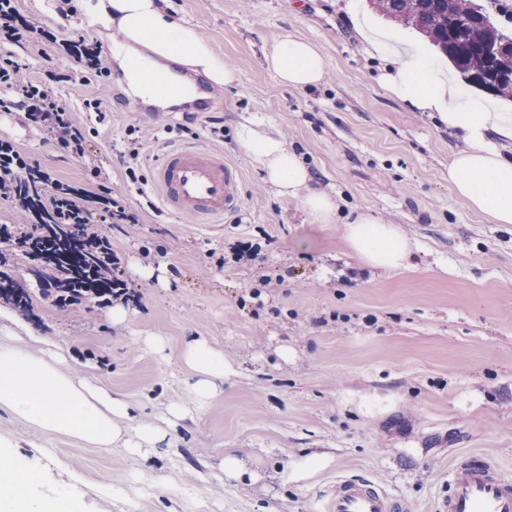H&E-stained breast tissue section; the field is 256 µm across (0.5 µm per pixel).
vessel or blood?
Segmentation results:
<instances>
[{"mask_svg": "<svg viewBox=\"0 0 512 512\" xmlns=\"http://www.w3.org/2000/svg\"><path fill=\"white\" fill-rule=\"evenodd\" d=\"M151 179L172 212L206 223L241 207L240 170L223 154L199 144L167 149L153 167ZM324 512H406V507L378 482L346 477L327 492ZM437 512H512V479L486 457H462Z\"/></svg>", "mask_w": 512, "mask_h": 512, "instance_id": "b4317fda", "label": "vessel or blood"}]
</instances>
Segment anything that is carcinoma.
<instances>
[{
	"mask_svg": "<svg viewBox=\"0 0 512 512\" xmlns=\"http://www.w3.org/2000/svg\"><path fill=\"white\" fill-rule=\"evenodd\" d=\"M384 15L417 31L445 55L463 75L473 76L485 66L484 49L498 44L501 62L512 70V35L498 28L487 8L475 0H376ZM20 247L44 269L62 272L70 292L94 296L100 256L82 241L76 224H39L21 238ZM0 300L22 312L29 310L30 289L0 270Z\"/></svg>",
	"mask_w": 512,
	"mask_h": 512,
	"instance_id": "1",
	"label": "carcinoma"
}]
</instances>
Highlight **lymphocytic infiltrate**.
<instances>
[{
    "mask_svg": "<svg viewBox=\"0 0 512 512\" xmlns=\"http://www.w3.org/2000/svg\"><path fill=\"white\" fill-rule=\"evenodd\" d=\"M45 32L42 26L22 16L18 0H0V40L25 49L42 52ZM61 48L74 58L71 72L45 70L36 76L29 64L5 57L0 59V112L21 111L26 123L47 134L61 150L77 158H87L90 134L112 122V85L103 68L98 42L64 39ZM96 81L97 96L72 105L64 100L59 87L64 83ZM171 115L157 111L151 125L129 130L123 153L126 179L122 186L101 184V170L88 165L84 183L74 184L54 178L49 170L31 160L13 140L0 139V201L10 203L15 219L0 226V256H10L24 225L53 214L64 224H80L88 238L99 239L97 223L121 224L127 236H134L140 224L138 214L126 204L132 188L145 185L141 155L157 140V129L169 128Z\"/></svg>",
    "mask_w": 512,
    "mask_h": 512,
    "instance_id": "1",
    "label": "lymphocytic infiltrate"
}]
</instances>
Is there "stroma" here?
<instances>
[{"label": "stroma", "mask_w": 512, "mask_h": 512, "mask_svg": "<svg viewBox=\"0 0 512 512\" xmlns=\"http://www.w3.org/2000/svg\"><path fill=\"white\" fill-rule=\"evenodd\" d=\"M168 5L205 32L238 81L194 121L175 114L143 167L175 144L222 151L242 173L241 208L223 223H199L130 195L141 213L137 236L99 227L140 296L125 320L113 322L111 307L92 300L78 313L54 304L41 293L37 263L26 261L15 276L31 290V310L0 302V347L37 353L42 338L56 341L71 354V372L129 402L136 424L160 427L170 405L194 404L180 353L203 336L224 354V391L145 456L94 448L0 409V436L41 474L34 497L65 500L72 512H320L337 479L358 475L379 480L408 512H436L461 456L482 454L512 476V225L454 198L448 161L460 140L379 85L381 61L365 52L353 15L406 40L418 33L369 0ZM19 6L58 39L101 43L112 125L89 135L87 151L104 185H118L128 130L151 119L132 105L139 86L122 82L125 45L81 7L63 16L57 0ZM287 34L319 49L318 87H286L267 69L266 53ZM213 118L223 137L209 134ZM255 120L302 156L342 212L363 208L397 225L413 247L411 266H365L342 225L313 223L299 202L278 197L238 145L240 126ZM1 137L59 180L86 178L83 160L16 116L0 112ZM239 241L260 244L259 255L217 266L215 255ZM266 278L275 287H264ZM149 336L163 339V352L146 345ZM230 453L240 476L219 469Z\"/></svg>", "instance_id": "stroma-1"}]
</instances>
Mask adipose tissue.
Returning <instances> with one entry per match:
<instances>
[{"mask_svg":"<svg viewBox=\"0 0 512 512\" xmlns=\"http://www.w3.org/2000/svg\"><path fill=\"white\" fill-rule=\"evenodd\" d=\"M84 9L98 25L118 28L128 44L146 47V54L124 59L132 81H140L144 67L154 66L159 57L179 59L220 86L238 80L236 69L160 0H86ZM358 29L366 52L384 61L380 85L397 100L437 117L462 141L448 165V185L455 197L494 223L512 224V113L469 97L419 44L366 22ZM265 63L287 87L309 89L325 79L318 48L291 35L271 48ZM238 142L278 196L299 200L316 223H343L348 246L367 266L393 269L408 262L412 246L399 227L367 211L341 216L336 198L313 185L305 161L281 137L254 122L241 127ZM180 360L191 372L194 408H203L224 387V354L206 338L194 337L185 343ZM68 363L65 350L51 341L37 356L0 347V408L23 423L102 448L120 443L143 454L166 441L164 429L129 428V405L91 380L65 372ZM38 480V473L19 462L8 442H1L0 512H58L53 501L33 498Z\"/></svg>","mask_w":512,"mask_h":512,"instance_id":"1","label":"adipose tissue"}]
</instances>
